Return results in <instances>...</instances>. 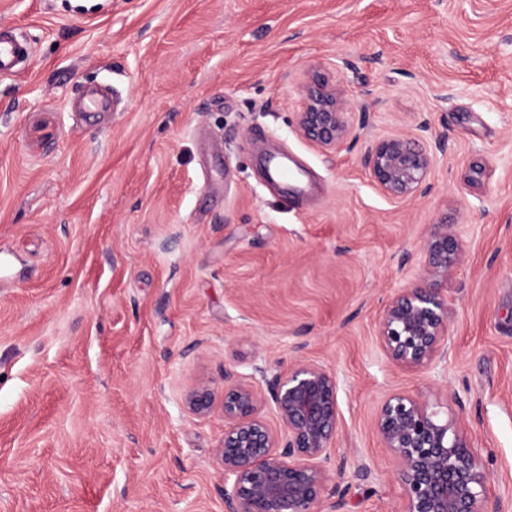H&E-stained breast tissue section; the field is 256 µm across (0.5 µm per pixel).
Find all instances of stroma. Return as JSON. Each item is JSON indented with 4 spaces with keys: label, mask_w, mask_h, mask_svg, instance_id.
<instances>
[{
    "label": "stroma",
    "mask_w": 512,
    "mask_h": 512,
    "mask_svg": "<svg viewBox=\"0 0 512 512\" xmlns=\"http://www.w3.org/2000/svg\"><path fill=\"white\" fill-rule=\"evenodd\" d=\"M0 26L31 50L0 75V512H224V420L186 393L299 360L339 382L348 512L403 508L398 392L447 405L512 512V0H0ZM315 65L359 133L335 150L296 129ZM398 132L447 142L402 201L363 165ZM442 223L448 360L404 371L377 320ZM186 407L195 415L211 413L214 408V393L210 386L205 384L193 386L187 394Z\"/></svg>",
    "instance_id": "35a3bbf8"
}]
</instances>
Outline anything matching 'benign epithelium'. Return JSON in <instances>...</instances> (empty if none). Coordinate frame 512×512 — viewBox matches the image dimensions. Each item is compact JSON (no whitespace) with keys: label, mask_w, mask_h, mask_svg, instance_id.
<instances>
[{"label":"benign epithelium","mask_w":512,"mask_h":512,"mask_svg":"<svg viewBox=\"0 0 512 512\" xmlns=\"http://www.w3.org/2000/svg\"><path fill=\"white\" fill-rule=\"evenodd\" d=\"M302 95L296 127L306 140L337 149L357 137L345 98L319 69L307 74ZM432 156L419 137L401 133L376 141L363 164L386 196L406 199L426 192ZM423 251L421 275L395 293L377 323L383 353L406 370L447 358L448 297L442 283L463 256L450 224L432 225ZM256 371L264 391L224 371V438L214 453L224 481V512H345L347 489L327 490L326 463L341 423L336 375L306 360L286 373ZM186 407L195 415L211 413L210 386H193ZM268 410L280 430L270 427ZM376 430L395 461L403 512H500L484 464L456 419L441 416L420 397L393 394L378 410Z\"/></svg>","instance_id":"obj_1"}]
</instances>
